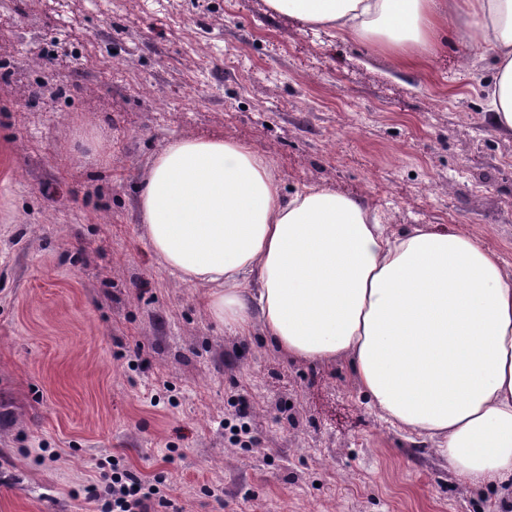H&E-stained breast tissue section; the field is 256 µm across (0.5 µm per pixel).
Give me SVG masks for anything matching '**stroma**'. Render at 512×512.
<instances>
[{
  "instance_id": "1",
  "label": "stroma",
  "mask_w": 512,
  "mask_h": 512,
  "mask_svg": "<svg viewBox=\"0 0 512 512\" xmlns=\"http://www.w3.org/2000/svg\"><path fill=\"white\" fill-rule=\"evenodd\" d=\"M493 73L453 35L406 68L267 0H0V512H97L112 455L163 477L164 512H512L511 486L390 429L346 362L217 325L136 204L171 140L236 141L285 192L446 226L512 269Z\"/></svg>"
}]
</instances>
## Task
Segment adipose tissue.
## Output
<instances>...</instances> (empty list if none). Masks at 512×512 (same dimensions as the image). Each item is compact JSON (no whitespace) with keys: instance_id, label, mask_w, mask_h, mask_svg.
I'll list each match as a JSON object with an SVG mask.
<instances>
[{"instance_id":"ef3b65f1","label":"adipose tissue","mask_w":512,"mask_h":512,"mask_svg":"<svg viewBox=\"0 0 512 512\" xmlns=\"http://www.w3.org/2000/svg\"><path fill=\"white\" fill-rule=\"evenodd\" d=\"M272 11L373 43L399 63L434 54L451 18L495 63L488 106L512 134V0H267ZM158 260L236 333L261 325L293 358L348 362L370 406L432 442L466 483L512 476V275L480 239L430 225L387 232L359 198L285 194L265 154L179 138L138 194Z\"/></svg>"}]
</instances>
